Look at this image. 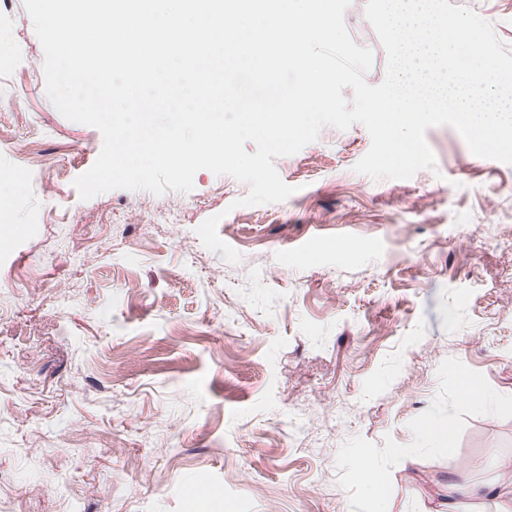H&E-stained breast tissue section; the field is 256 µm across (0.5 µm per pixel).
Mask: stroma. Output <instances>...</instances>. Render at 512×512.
Instances as JSON below:
<instances>
[{
    "mask_svg": "<svg viewBox=\"0 0 512 512\" xmlns=\"http://www.w3.org/2000/svg\"><path fill=\"white\" fill-rule=\"evenodd\" d=\"M351 0L344 20L387 55ZM512 44V0H449ZM0 134L35 144L27 191L0 184L21 233L0 248V512H377L353 466L373 458L392 512H448V486L512 497V166L427 130L436 171L376 180L359 124L275 159L295 192L236 206L247 184L198 171L191 192L74 179L103 145L45 93L24 4L0 16ZM220 215L226 263L196 234ZM453 451L423 439L425 416ZM217 492L186 507L188 480ZM463 394L467 398L474 399L475 401H481L482 404L490 401L494 410L498 414H512L511 395H500L497 397L491 396L483 389L482 385L477 382H474L473 386L469 390H463Z\"/></svg>",
    "mask_w": 512,
    "mask_h": 512,
    "instance_id": "35a3bbf8",
    "label": "stroma"
}]
</instances>
